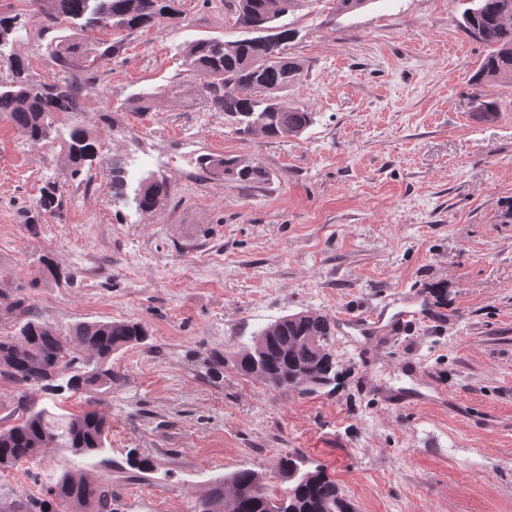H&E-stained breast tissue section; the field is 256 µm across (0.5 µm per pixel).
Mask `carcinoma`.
<instances>
[{"instance_id":"1","label":"carcinoma","mask_w":512,"mask_h":512,"mask_svg":"<svg viewBox=\"0 0 512 512\" xmlns=\"http://www.w3.org/2000/svg\"><path fill=\"white\" fill-rule=\"evenodd\" d=\"M32 5L48 4L45 18L53 25L73 23L84 32L102 24L119 30L172 25L180 19L174 0H28ZM296 0H233L236 23L244 28H277L282 44L292 30L278 24ZM465 31L485 43L490 51L470 78L474 88L472 102L486 120L498 112L497 102L483 87L496 82H512V0H474V7L463 14ZM225 40L205 38L186 48V64L199 77L198 91L215 111L250 136L260 125L259 136L276 139L297 136L314 120L304 106L290 107L281 93L303 78L301 62L282 63L271 59L268 47L257 38L235 40L236 50L224 48ZM77 91L69 83L49 85L28 73L22 57L9 58V76L0 81V115H5L29 142L43 144L59 135L60 117L75 111ZM67 159L70 176L99 155V144L79 124L67 128ZM204 168L220 171L224 177L254 183L266 179V172L244 156L203 157ZM108 188L112 197L126 195L125 171L112 161ZM168 188L165 182L147 179L138 189L135 201L144 211L159 208ZM276 336L267 341L259 354L252 350V337L242 336L233 348L235 367L244 375L262 366L263 383L273 390L290 391L294 367L310 369L303 395L335 391L339 381L334 351L335 321L327 315L305 310L282 317ZM147 326L139 321L107 320L78 322L61 331L27 312L12 335L0 336V375L55 399L66 392L112 388V355L133 346L148 344ZM17 408L20 421L0 429V468L33 461L47 448H56L84 462L100 456L107 448L109 422L96 411L81 414L60 413L57 403L35 405L22 395ZM278 480L288 487L273 484L263 473L241 468L216 479L198 505V512H354L336 480L324 469H308L297 452L282 455L277 463ZM112 485L75 478L65 471L47 486L44 497L20 503L13 512H114Z\"/></svg>"}]
</instances>
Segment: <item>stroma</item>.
<instances>
[{
  "instance_id": "obj_1",
  "label": "stroma",
  "mask_w": 512,
  "mask_h": 512,
  "mask_svg": "<svg viewBox=\"0 0 512 512\" xmlns=\"http://www.w3.org/2000/svg\"><path fill=\"white\" fill-rule=\"evenodd\" d=\"M466 3L342 12L297 0L283 22L304 76L282 99L314 122L267 140L214 111L184 63L187 42L245 37L225 0H177V25L132 33L49 27L27 0H0L28 34L0 46V78L16 54L36 79L73 84L69 118L102 145L73 179L61 140L31 144L0 116V301L23 299L62 330L112 318L151 333L113 355L110 390L61 401L107 416L106 452L77 465L49 448L0 470V512L66 469L111 483L117 512H196L216 478L274 475L293 451L355 512H512V83L485 89L494 120L473 111L468 81L488 49L463 29ZM62 43L79 47L66 67L52 55ZM205 155L248 157L267 179H224ZM116 158L132 172L120 200L107 188ZM143 177L169 187L156 210L135 203ZM396 295L444 323L337 334L335 392L211 369V355L278 318L357 314Z\"/></svg>"
}]
</instances>
